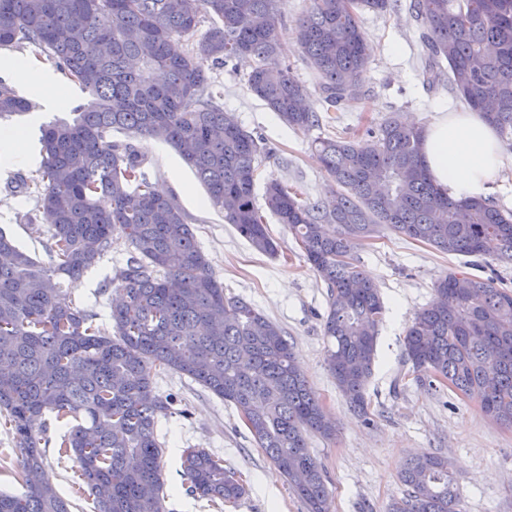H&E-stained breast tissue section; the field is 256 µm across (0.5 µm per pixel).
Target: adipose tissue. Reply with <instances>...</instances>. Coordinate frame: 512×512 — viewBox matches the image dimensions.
Returning a JSON list of instances; mask_svg holds the SVG:
<instances>
[{"mask_svg": "<svg viewBox=\"0 0 512 512\" xmlns=\"http://www.w3.org/2000/svg\"><path fill=\"white\" fill-rule=\"evenodd\" d=\"M424 135L428 172L452 197L485 196L506 166L497 131L481 113L439 112Z\"/></svg>", "mask_w": 512, "mask_h": 512, "instance_id": "1", "label": "adipose tissue"}]
</instances>
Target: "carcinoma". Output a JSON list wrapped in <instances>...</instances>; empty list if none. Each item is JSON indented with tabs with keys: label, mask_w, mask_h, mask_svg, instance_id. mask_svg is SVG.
I'll return each mask as SVG.
<instances>
[{
	"label": "carcinoma",
	"mask_w": 512,
	"mask_h": 512,
	"mask_svg": "<svg viewBox=\"0 0 512 512\" xmlns=\"http://www.w3.org/2000/svg\"><path fill=\"white\" fill-rule=\"evenodd\" d=\"M275 0H0V47L29 45L87 93L70 121L44 126L34 220L48 225L49 264L0 230V418L19 452L23 492H0V512H70L45 479L38 417L61 428L59 457L78 467L94 512H166L159 425L170 402L154 371L187 376L234 406L259 447L304 502L331 512L324 469L308 435L331 439L337 425L310 387L280 326L248 302L224 294L186 214L156 192L133 138L169 144L257 252L277 246L256 203L262 138L243 129L207 91L209 66L251 56L248 90L288 127L320 126L307 92L277 38ZM389 0H311L295 21V49L319 78L325 111L360 94L372 46L359 11L384 13ZM428 31L427 80L448 83L512 146V0H413ZM208 28L194 38L203 21ZM191 38L181 52L175 38ZM30 101L0 82V117ZM424 128L392 115L367 137L315 142L336 183L310 202L277 179L264 200L327 285L326 364L339 393L366 418L385 305L352 262L379 229L448 255L512 261V212L487 198L454 199L424 165ZM133 255L112 282V331L66 298L115 237ZM419 382H447L480 395L481 411L512 428V290L492 277L450 272L418 310L404 337ZM187 490L217 512L247 493L240 475L205 448L180 454ZM402 495L385 512H458L448 457H413Z\"/></svg>",
	"instance_id": "carcinoma-1"
}]
</instances>
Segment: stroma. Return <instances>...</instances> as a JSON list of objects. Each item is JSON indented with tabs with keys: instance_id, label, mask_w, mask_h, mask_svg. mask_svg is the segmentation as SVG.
I'll return each mask as SVG.
<instances>
[{
	"instance_id": "35a3bbf8",
	"label": "stroma",
	"mask_w": 512,
	"mask_h": 512,
	"mask_svg": "<svg viewBox=\"0 0 512 512\" xmlns=\"http://www.w3.org/2000/svg\"><path fill=\"white\" fill-rule=\"evenodd\" d=\"M410 2L390 0L387 12L362 14L361 25L373 46L362 96L340 105L338 121L324 120L308 132L285 126L247 90L249 69L241 59L211 68V89L221 92L225 110L234 112L241 125L262 138L271 151L260 164L259 181L273 177L309 199L327 197L333 182L315 151L316 137L359 136L395 112L424 126L439 111L463 108L448 83L432 86L423 77L428 60L424 28L411 12ZM16 58L55 75L68 100L64 107L49 105L0 119L1 129L24 136L35 152L40 148L41 126L68 118L69 106L83 102L85 95L32 49L0 48V59ZM136 145L146 156L145 170L154 188L165 190L183 208L225 294L243 298L281 326L294 345L306 379L337 422L335 439L310 440V449L326 472L331 512H384L389 500L404 490L399 476L408 460L424 452L447 455L460 491L461 512H512V428L488 420L476 396L416 383L404 355L403 339L415 311L431 302L435 281L449 269L469 270V257L448 256L387 230L356 249L357 265L377 284L386 306L374 374L367 388L372 420L364 422L348 410L325 363L327 288L310 270L287 228L267 217L278 254L270 257L253 250L225 224L223 212L209 203L195 173L170 146L143 139ZM38 167L34 161L0 168V230L45 263L49 260L47 227L34 222L35 201L17 187L20 178L35 176ZM130 255L128 243L114 239L111 250L87 272L92 288L81 289L70 280L63 284L68 298L96 311L103 327L111 325V281ZM155 383L173 410L160 434L167 512H214L206 499L186 490L178 465L185 448L207 449L241 475L247 494L237 505L225 506L224 512H306L235 408L174 372L156 377ZM46 426L48 479L71 512H92L91 499L75 489V463L58 454V427L51 420Z\"/></svg>"
}]
</instances>
